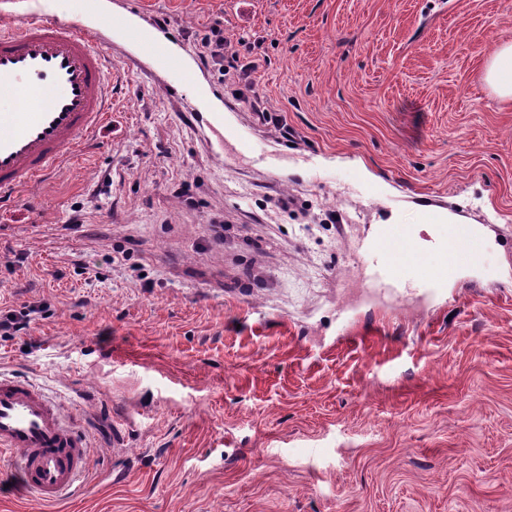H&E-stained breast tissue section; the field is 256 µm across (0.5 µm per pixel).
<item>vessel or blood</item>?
Here are the masks:
<instances>
[{
    "mask_svg": "<svg viewBox=\"0 0 512 512\" xmlns=\"http://www.w3.org/2000/svg\"><path fill=\"white\" fill-rule=\"evenodd\" d=\"M121 36L123 63L164 84L209 88L185 55L170 50L149 22L109 12L92 14L91 0H0V198L61 165L83 138L109 117L107 70L112 38ZM487 245L469 224H445L437 211L399 215L378 225L361 246L371 287L389 292L415 271L422 287H446L465 266L480 263ZM16 462L24 495L44 503L68 493L89 467L83 431L62 403L29 380L0 376V455Z\"/></svg>",
    "mask_w": 512,
    "mask_h": 512,
    "instance_id": "1",
    "label": "vessel or blood"
}]
</instances>
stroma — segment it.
Returning a JSON list of instances; mask_svg holds the SVG:
<instances>
[{
  "instance_id": "obj_1",
  "label": "stroma",
  "mask_w": 512,
  "mask_h": 512,
  "mask_svg": "<svg viewBox=\"0 0 512 512\" xmlns=\"http://www.w3.org/2000/svg\"><path fill=\"white\" fill-rule=\"evenodd\" d=\"M199 63L248 38L265 166L214 140L189 88L123 64L77 159L0 202V340L86 422L69 499L0 512H512V100L485 81L512 0H121ZM482 229L430 293L369 288L377 225L422 205ZM223 216V241L210 227ZM38 309L34 306H24L21 310H9L0 315V338H10L26 331L34 320L33 314Z\"/></svg>"
}]
</instances>
